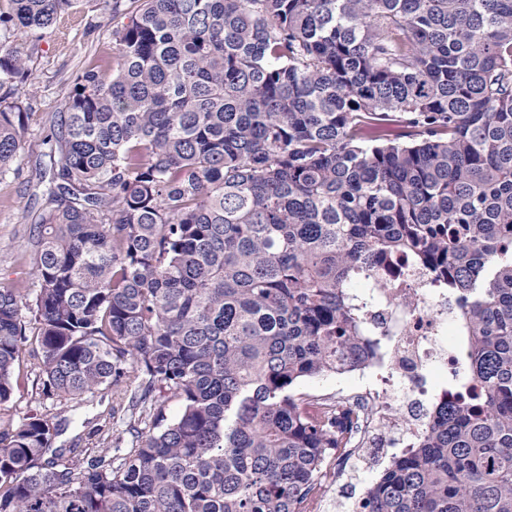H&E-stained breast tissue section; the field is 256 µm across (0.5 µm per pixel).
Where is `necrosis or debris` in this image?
I'll return each mask as SVG.
<instances>
[{
	"mask_svg": "<svg viewBox=\"0 0 512 512\" xmlns=\"http://www.w3.org/2000/svg\"><path fill=\"white\" fill-rule=\"evenodd\" d=\"M392 264L389 271L358 274L350 290L378 349L367 369L359 370L353 390L336 395L357 414L336 464L340 477L383 468L415 447L429 414L447 395L426 386V379L462 368L449 346L460 324L447 289L405 256Z\"/></svg>",
	"mask_w": 512,
	"mask_h": 512,
	"instance_id": "1",
	"label": "necrosis or debris"
}]
</instances>
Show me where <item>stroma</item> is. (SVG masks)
Masks as SVG:
<instances>
[{"mask_svg":"<svg viewBox=\"0 0 512 512\" xmlns=\"http://www.w3.org/2000/svg\"><path fill=\"white\" fill-rule=\"evenodd\" d=\"M131 0H77L63 10L48 34L19 31L0 34L27 59L32 86L23 98L29 119L22 136V161L18 169L0 178V282L24 276L31 266L30 239L46 198L36 167L45 150L43 140L56 131L64 98L84 69L112 52V28L122 21ZM21 385L10 403L14 419L53 412L61 422L53 441L68 457L86 459L97 442L109 448L131 447L126 431L127 405L115 396L86 395L65 405L42 399L40 380L29 359L20 363Z\"/></svg>","mask_w":512,"mask_h":512,"instance_id":"stroma-1","label":"stroma"}]
</instances>
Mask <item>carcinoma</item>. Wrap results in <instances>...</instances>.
I'll use <instances>...</instances> for the list:
<instances>
[{
	"mask_svg": "<svg viewBox=\"0 0 512 512\" xmlns=\"http://www.w3.org/2000/svg\"><path fill=\"white\" fill-rule=\"evenodd\" d=\"M133 2L43 140L0 408L30 326L42 396L122 392L136 446L80 463L48 454L55 415L0 416V512H311L354 421L295 385L370 361L350 282L397 254L454 298L474 386L361 508L512 512V0ZM31 74L0 43V173Z\"/></svg>",
	"mask_w": 512,
	"mask_h": 512,
	"instance_id": "cac0c4a2",
	"label": "carcinoma"
}]
</instances>
